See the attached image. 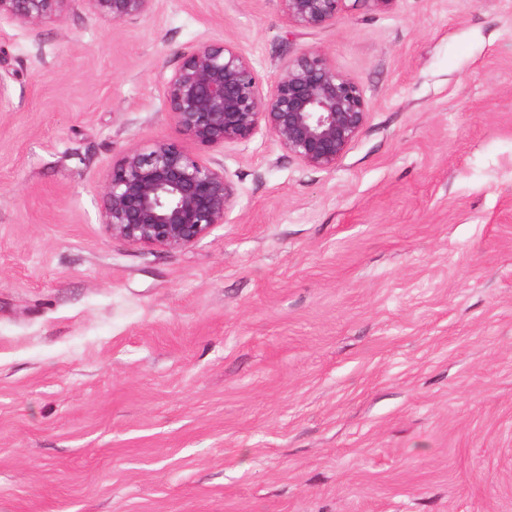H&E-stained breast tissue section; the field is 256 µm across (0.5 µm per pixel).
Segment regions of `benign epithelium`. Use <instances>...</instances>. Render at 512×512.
Returning a JSON list of instances; mask_svg holds the SVG:
<instances>
[{
	"instance_id": "obj_1",
	"label": "benign epithelium",
	"mask_w": 512,
	"mask_h": 512,
	"mask_svg": "<svg viewBox=\"0 0 512 512\" xmlns=\"http://www.w3.org/2000/svg\"><path fill=\"white\" fill-rule=\"evenodd\" d=\"M155 0H0V18L32 29L59 22L80 7L108 23L149 14ZM292 27L336 21L348 0H278ZM164 98L176 130L201 149H218L267 130L288 155L321 171L336 168L362 133L368 103L356 81L342 75L325 53L288 60L263 85L250 59L225 41L182 53L166 79ZM101 223L131 245L189 247L224 223L235 191L224 166L177 140L131 144L101 186Z\"/></svg>"
}]
</instances>
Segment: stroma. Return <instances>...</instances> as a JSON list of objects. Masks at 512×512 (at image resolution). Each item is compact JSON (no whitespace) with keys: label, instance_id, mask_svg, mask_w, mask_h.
<instances>
[{"label":"stroma","instance_id":"obj_1","mask_svg":"<svg viewBox=\"0 0 512 512\" xmlns=\"http://www.w3.org/2000/svg\"><path fill=\"white\" fill-rule=\"evenodd\" d=\"M222 40L267 83L324 52L362 133L319 171L258 131L225 223L112 237L113 162ZM0 74V512H512V0L80 9L0 22ZM362 2L369 9L383 10L394 0H278L288 26L315 28L336 21V17L348 9L346 2Z\"/></svg>","mask_w":512,"mask_h":512}]
</instances>
